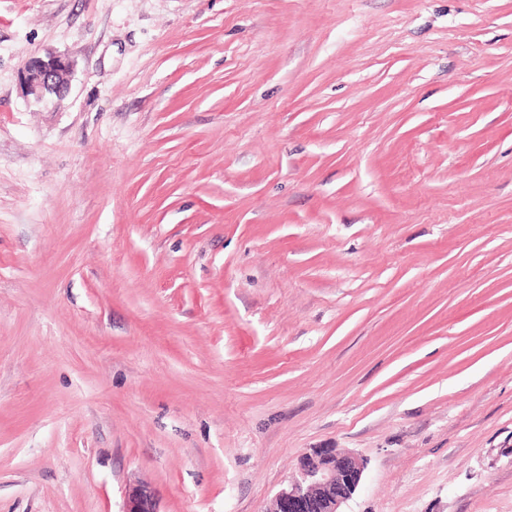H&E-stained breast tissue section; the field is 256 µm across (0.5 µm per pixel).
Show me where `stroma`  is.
<instances>
[{"mask_svg": "<svg viewBox=\"0 0 512 512\" xmlns=\"http://www.w3.org/2000/svg\"><path fill=\"white\" fill-rule=\"evenodd\" d=\"M314 448L512 512V0H0V512H270ZM71 69V62L61 56L32 57L20 78L27 92L39 101L47 94L60 96L64 93ZM122 512H159L152 489L144 484L132 487L128 491Z\"/></svg>", "mask_w": 512, "mask_h": 512, "instance_id": "stroma-1", "label": "stroma"}]
</instances>
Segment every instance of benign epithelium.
Masks as SVG:
<instances>
[{"mask_svg":"<svg viewBox=\"0 0 512 512\" xmlns=\"http://www.w3.org/2000/svg\"><path fill=\"white\" fill-rule=\"evenodd\" d=\"M71 62L61 56L31 58L20 78L27 92L41 100L67 89ZM364 464L334 448H314L299 461L286 487L276 495L272 512H341L359 487ZM122 512H159L155 494L144 484L128 491Z\"/></svg>","mask_w":512,"mask_h":512,"instance_id":"7a95c632","label":"benign epithelium"}]
</instances>
